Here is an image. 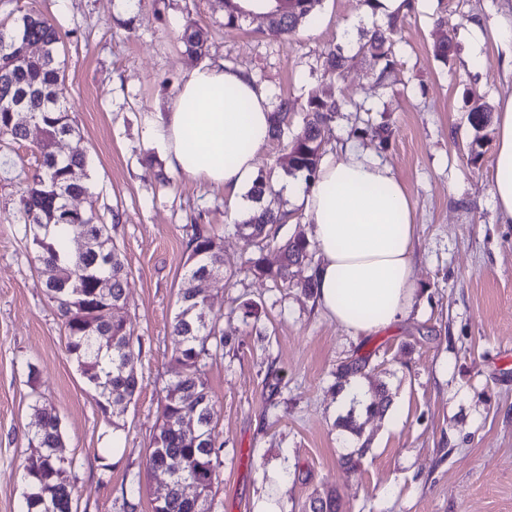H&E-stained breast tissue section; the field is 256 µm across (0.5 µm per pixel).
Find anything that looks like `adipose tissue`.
Here are the masks:
<instances>
[{"instance_id": "adipose-tissue-1", "label": "adipose tissue", "mask_w": 512, "mask_h": 512, "mask_svg": "<svg viewBox=\"0 0 512 512\" xmlns=\"http://www.w3.org/2000/svg\"><path fill=\"white\" fill-rule=\"evenodd\" d=\"M268 97L243 69L207 63L184 77L174 104L148 127L166 168L223 188L230 202L255 180L256 157L269 141ZM493 205L512 223V94L496 112ZM297 197L319 255L311 269L317 304L353 337L370 336L403 319L417 292L414 207L392 169L345 144L322 159L309 192L279 185Z\"/></svg>"}]
</instances>
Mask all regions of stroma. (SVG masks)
Wrapping results in <instances>:
<instances>
[{
    "instance_id": "1",
    "label": "stroma",
    "mask_w": 512,
    "mask_h": 512,
    "mask_svg": "<svg viewBox=\"0 0 512 512\" xmlns=\"http://www.w3.org/2000/svg\"><path fill=\"white\" fill-rule=\"evenodd\" d=\"M504 2L412 0L395 46L397 82L381 89L377 60L355 49L362 33L383 25L362 0H319L312 18L284 37L266 32L256 16L225 27L221 0H136L123 12L115 0H0V24L34 10L66 34L60 61L77 132L59 152L77 147L87 155L92 195L73 204L112 223L130 273L123 314L140 338V389L124 410L105 417L65 351L61 321L16 219L17 175L34 173L30 148L40 132L31 129L24 147L0 148V512L24 506L21 471L39 403L60 419L77 512H120L135 473L142 485L137 512H153L163 485L145 473L144 460L163 388L178 370L170 323L196 224L212 230L224 250V275L206 288L224 331V354L206 367L222 448L212 512H254L265 494L281 496L288 512H304L330 492L338 512H512V224L499 222L491 199L496 131L475 130L467 105L474 88L492 109L512 92L498 43L486 40L481 58H473L467 26L476 16L493 22ZM189 17L208 35L206 57L181 41ZM449 36L457 50L445 63L433 47ZM339 46L346 62L334 83L323 56ZM206 60L246 70L270 102L286 97L303 105L339 93L389 124L384 146L356 136L355 113H344L326 152L357 140L412 198L421 293L400 323L354 338L315 297L250 271L254 247L235 229L246 213L223 190L184 175L161 184L164 163L147 119L166 111L187 70ZM264 203L289 214L263 250L275 267L278 242L310 224L283 192ZM235 298L259 303V320L243 322L230 308ZM360 356L369 359L363 385H385L392 404L381 417L358 410L357 437L336 425L344 410L334 372ZM116 429L124 451L109 467L103 451ZM364 441L369 447L356 467L343 468L342 457ZM273 470L287 471V480L272 484Z\"/></svg>"
}]
</instances>
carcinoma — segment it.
I'll list each match as a JSON object with an SVG mask.
<instances>
[{
    "mask_svg": "<svg viewBox=\"0 0 512 512\" xmlns=\"http://www.w3.org/2000/svg\"><path fill=\"white\" fill-rule=\"evenodd\" d=\"M319 0H274V6L264 15L273 18L269 32L290 35L311 15ZM224 26L234 27L246 15L236 0H224ZM399 18L387 20L386 26L366 32L356 42L357 50L368 52L382 64L376 74V83L387 84L395 68L392 46L401 38ZM187 51L203 55L206 51L204 32L192 20H187L182 33ZM39 45L41 55L28 62L25 51L29 45ZM64 44V34L49 19L30 11L23 14L14 25L0 26V147L9 148L27 137L18 122L19 113L1 105L7 101L24 111L41 126L43 139L37 145L38 172L24 177L18 220L31 233L35 260L52 272L53 287L47 289L48 298L55 303L64 326L65 350L77 363L78 370L96 392L100 410L110 399H133L139 389L136 368L135 337L127 327L126 319L112 314V304L96 291L97 276L102 272L112 275V299L126 294L129 272L112 242L109 225L101 222L94 207L86 211L71 208L70 200L90 195L88 186L87 157L78 152L64 157L55 151L59 140L72 136L75 128L68 113L64 91V77L56 58ZM345 56L341 49L328 51L324 69L330 74H341ZM469 110L468 121L477 130L486 128L491 112H481L480 95ZM346 101L339 94L308 100L302 128L293 134L289 143L287 173L303 177L305 183L315 182L319 165L325 153L331 125L336 114L344 111ZM294 102L279 101L273 109L271 136L283 131L288 113L295 111ZM272 192L270 183L257 176L250 197L260 203L238 230L259 245L268 237V226L281 224L288 213L275 211L261 205L264 196ZM81 235L89 243L83 254L71 253L68 242ZM182 288L178 293V310L171 323V333L177 337L174 361L181 371L164 387L160 416L146 458L147 471L154 462L168 456L179 459L183 466L176 481H191L201 486L202 508L207 505L213 484L219 478L222 464L220 448L214 444L212 426V399L205 377L208 361L224 353V331L220 329L221 316L215 313L208 299L194 288L196 279L224 274V252L218 238L207 229H195L189 240ZM281 263L275 270L268 268L260 256L249 259L251 271L260 277H271L287 288H300L313 293L314 282L302 272L314 259L313 244L302 231L290 236L279 245ZM110 342L103 344L100 337ZM367 359H355L336 369V390L341 392L350 378L363 372ZM391 399L385 388L375 391L366 411L384 415ZM193 418L197 431L193 436L184 434L180 422ZM29 454L25 459L21 478L29 492L25 496L24 512H75L72 486L68 480L73 461L63 462L56 454L62 446L58 416L45 406H34L28 430ZM141 494V482L132 481L123 492L124 512H136ZM155 512H193L181 496L174 494L167 501L156 504ZM309 512H336V495L329 493L318 497L309 505Z\"/></svg>",
    "mask_w": 512,
    "mask_h": 512,
    "instance_id": "cac0c4a2",
    "label": "carcinoma"
}]
</instances>
